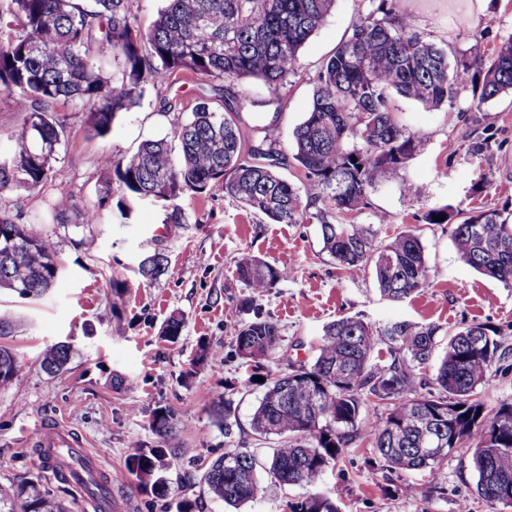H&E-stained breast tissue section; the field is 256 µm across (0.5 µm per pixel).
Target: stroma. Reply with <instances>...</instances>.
<instances>
[{
    "label": "stroma",
    "mask_w": 512,
    "mask_h": 512,
    "mask_svg": "<svg viewBox=\"0 0 512 512\" xmlns=\"http://www.w3.org/2000/svg\"><path fill=\"white\" fill-rule=\"evenodd\" d=\"M397 5L415 30L460 49L475 45L489 55L512 33V0H484L477 20L468 0ZM372 7L371 0H335L301 48L283 102L262 81L244 80L240 88L251 103L240 114L242 124L270 127L283 152H290L292 130L310 108L323 62L350 34L358 14ZM203 97L224 110L223 82L186 73L148 86L140 105L118 114L103 137L89 131L78 107H63L65 134L45 187L0 194V215L32 225L52 242L61 263L52 286L37 298L0 290V311L16 319L0 344L18 360L14 380L0 388V488L15 498L45 494L65 512H96L85 491L39 463L33 434L45 423L71 430L116 473L111 494L126 512H179L183 505L189 512H283L286 501L305 496L306 487L280 484L263 471L258 497L236 511L202 482L207 465L227 449L246 447L263 461L280 444L277 437L259 441L252 433V414L265 387L246 384L236 349L237 328L258 317L277 322L281 348L294 365L312 361L324 327L341 316L374 326L399 319L434 324L443 331V345L448 332L482 323L512 343V288L460 260L449 225L422 221L428 209L448 203L464 211L512 212V96L474 108L465 93L454 106L437 110L399 101L403 125L422 142L354 221L369 227L379 242L408 228L420 237L430 279L401 302L381 297L371 276L338 269L323 248L318 224L271 223L244 211L219 187L203 197L180 196L183 224L168 223L172 205L163 201L141 203L126 219L97 208L102 191L115 202L124 194L103 157L129 156L142 141L168 136L174 119L187 118ZM63 198L69 201L65 210L57 206ZM91 210L97 213L92 222ZM154 252L164 254L166 268L150 281L140 275L139 263ZM246 254L287 266L291 274L266 293H252L237 272ZM173 314L183 316L184 328L170 342L162 327ZM203 342L219 350L220 362L196 364ZM56 343L69 344L71 352L66 371L53 376L42 370L41 359ZM222 396L231 401L225 427L212 413ZM161 407L179 421L181 459L165 471L166 490L158 495L139 487L124 466L135 452L160 447L149 423ZM408 484L415 493L405 492ZM319 489L336 497L341 512H458L464 502L472 512H487L468 459L458 452L449 455L434 489L426 472L389 470L358 442L326 472Z\"/></svg>",
    "instance_id": "stroma-1"
}]
</instances>
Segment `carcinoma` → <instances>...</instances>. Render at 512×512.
<instances>
[{
  "label": "carcinoma",
  "mask_w": 512,
  "mask_h": 512,
  "mask_svg": "<svg viewBox=\"0 0 512 512\" xmlns=\"http://www.w3.org/2000/svg\"><path fill=\"white\" fill-rule=\"evenodd\" d=\"M146 29L138 25L131 0H0V94L25 112L12 132L11 157L0 161V193L41 190L64 137L59 102L84 108L86 124L106 135L120 112H128L150 84L183 72L224 82L236 106L216 112L206 99L191 116L172 124L170 138L149 139L130 157H105L124 185L117 210L125 218L144 200L173 202L184 192L219 186L243 208L277 224L320 226L323 248L348 273H373L381 296L402 301L425 287L430 269L424 246L407 229L385 244L370 229L350 223L367 208L382 179L398 174L413 158L421 137L397 117L406 99L428 109L472 94L479 107L512 94V34L489 56L448 51L414 31L396 0H378L359 15L352 32L323 63L312 104L291 137L292 159L304 179L299 188L279 172L286 155L269 129L261 138L241 126L247 100L237 84L258 79L271 90L286 87L298 52L320 27L334 0H163ZM112 57V72L93 46ZM445 216L460 259L479 274L512 288V218L496 211L467 212L446 204L422 216ZM165 257L153 253L139 264L141 276L156 278ZM58 259L49 239L29 224L0 216V288L35 298L57 278ZM238 274L261 294L286 280L290 269L245 257ZM184 319L171 315L162 328L173 341ZM441 328L409 320L372 327L358 317H340L320 336L313 362L287 372L266 369L265 392L251 420L255 433L281 440L268 470L287 485L316 486L326 471L358 441L401 472L424 470L441 479L448 456L471 450L478 497L489 512L512 509V402L487 408L476 390L495 366L508 362L512 347L500 332L478 323L448 335L435 378L421 369L434 359ZM281 344L278 324L259 317L236 335L238 355L259 369ZM384 346L387 363L370 364ZM70 347L44 352L42 369L66 370ZM18 371L15 354L0 345V387ZM152 430L166 445L131 455L127 472L160 495L157 477L177 462L168 445L177 420L156 411ZM258 462L236 448L213 460L203 474L208 490L238 509L259 492ZM19 512H62L50 496L33 495ZM286 512H340L336 499L310 493L286 504Z\"/></svg>",
  "instance_id": "cac0c4a2"
}]
</instances>
